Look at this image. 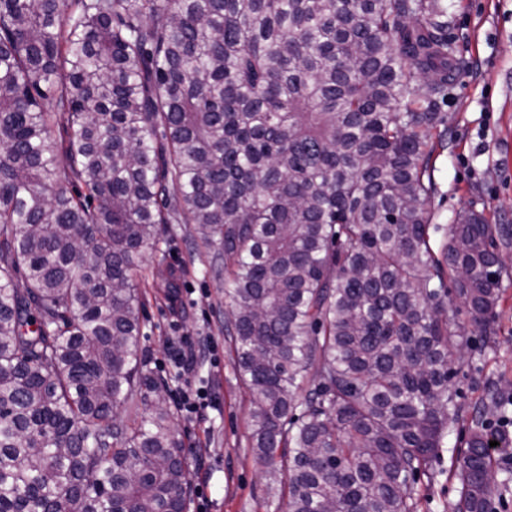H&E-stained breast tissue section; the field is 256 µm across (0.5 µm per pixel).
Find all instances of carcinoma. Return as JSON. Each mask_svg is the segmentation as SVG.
Returning <instances> with one entry per match:
<instances>
[{"label": "carcinoma", "instance_id": "cac0c4a2", "mask_svg": "<svg viewBox=\"0 0 512 512\" xmlns=\"http://www.w3.org/2000/svg\"><path fill=\"white\" fill-rule=\"evenodd\" d=\"M456 66L441 0H0V512H186L140 369L134 274L161 224L221 246L270 496L414 512L455 366L471 335L496 344L512 284V224L432 223ZM488 390L505 452L512 384ZM486 415L454 512L512 484Z\"/></svg>", "mask_w": 512, "mask_h": 512}]
</instances>
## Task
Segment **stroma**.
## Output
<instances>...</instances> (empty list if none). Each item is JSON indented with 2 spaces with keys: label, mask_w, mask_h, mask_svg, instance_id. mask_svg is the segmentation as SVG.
I'll return each instance as SVG.
<instances>
[{
  "label": "stroma",
  "mask_w": 512,
  "mask_h": 512,
  "mask_svg": "<svg viewBox=\"0 0 512 512\" xmlns=\"http://www.w3.org/2000/svg\"><path fill=\"white\" fill-rule=\"evenodd\" d=\"M448 37L460 61L448 100V149L436 161L439 195L434 221L452 223L457 212L475 208L492 221L512 224V0H443ZM217 244L201 239L197 225L164 224L155 251L146 252L136 274L141 300L142 362L145 373L165 384L167 406L186 386L169 357L171 336L212 337L218 367L204 366L217 398L203 420L174 415L182 444L191 453L194 491L186 512H276L267 494L265 469L250 451L251 395L238 380L224 331V270ZM499 341L484 349L482 368L463 362L455 378L461 407L433 476L421 478L415 512H451L459 499L455 460L467 447L474 409L488 378L512 381V286L498 309Z\"/></svg>",
  "instance_id": "1"
}]
</instances>
